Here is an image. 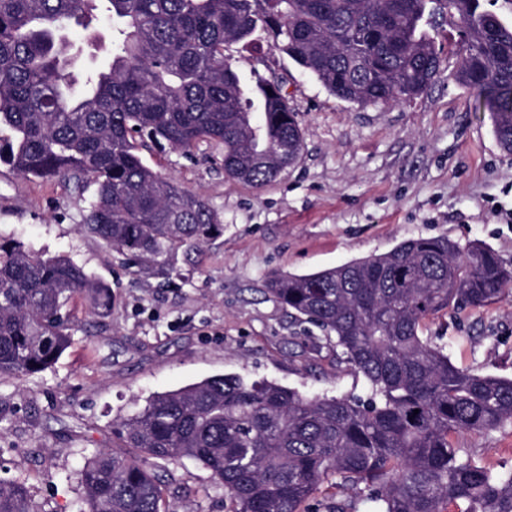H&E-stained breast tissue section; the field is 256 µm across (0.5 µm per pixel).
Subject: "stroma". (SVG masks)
<instances>
[{"label":"stroma","mask_w":512,"mask_h":512,"mask_svg":"<svg viewBox=\"0 0 512 512\" xmlns=\"http://www.w3.org/2000/svg\"><path fill=\"white\" fill-rule=\"evenodd\" d=\"M458 19L426 27L442 57L422 94L358 106L331 95L264 34L226 45L244 80L276 77L303 137L298 161L255 188L224 173L220 145L192 155L149 146L146 164L201 195L224 230L199 248L146 265L81 230L92 189L27 179L0 165V235L65 255L112 288V314L83 317L72 345L42 372L0 378V475L23 481L35 512H79L76 472L94 450L122 445L120 423L154 393L234 374L308 395L365 396L363 378L323 332L272 301L274 271L307 274L379 255L411 238L481 241L512 264V154L490 112L455 80ZM422 333L465 369L512 377V296L427 318ZM483 463H512V423L455 439ZM168 512H229L222 485L191 459L171 465ZM371 512L362 490L323 483L311 512Z\"/></svg>","instance_id":"stroma-1"}]
</instances>
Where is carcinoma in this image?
Instances as JSON below:
<instances>
[{"instance_id":"carcinoma-1","label":"carcinoma","mask_w":512,"mask_h":512,"mask_svg":"<svg viewBox=\"0 0 512 512\" xmlns=\"http://www.w3.org/2000/svg\"><path fill=\"white\" fill-rule=\"evenodd\" d=\"M428 0H0V163L95 193L81 229L141 261L223 231L208 203L140 155L146 141L190 154L224 147V173L260 188L303 149L280 82L244 83L230 43L265 33L339 99L387 104L440 70L423 29ZM458 17L455 79L491 112L512 150V26L483 0H436ZM112 20V57L77 65L68 26ZM265 292L335 339L365 399L311 397L272 381L216 375L153 395L122 421L124 447L78 476L83 512H165L148 459H192L231 512H305L331 476L364 486L372 512H512V468L461 454L455 438L512 422V379L460 368L422 324L512 293L491 248L416 238L310 274H271ZM112 312V287L64 256L0 238V376L51 367L70 347L76 305ZM419 413H414V410ZM0 512H34L24 483L0 479Z\"/></svg>"}]
</instances>
